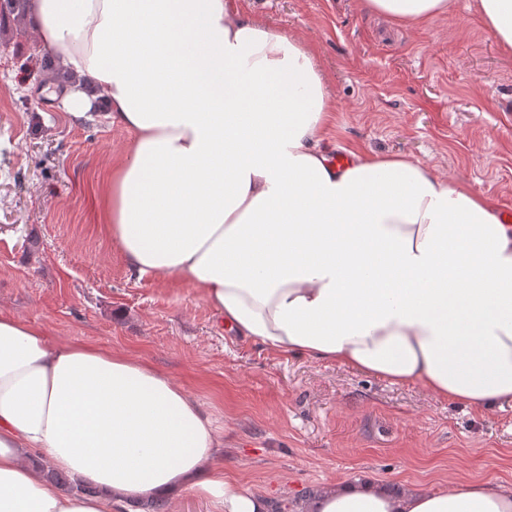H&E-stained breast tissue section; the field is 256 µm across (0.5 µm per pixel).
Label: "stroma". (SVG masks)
<instances>
[{"label": "stroma", "instance_id": "35a3bbf8", "mask_svg": "<svg viewBox=\"0 0 512 512\" xmlns=\"http://www.w3.org/2000/svg\"><path fill=\"white\" fill-rule=\"evenodd\" d=\"M421 26L368 0H234L240 15L309 45L334 100L331 154L404 155L512 211V52L473 8ZM30 19L0 31V311L57 345L147 361L214 417L215 462L295 512L364 477L431 490L512 486V406L490 412L345 366L271 351L220 326L196 288L137 277L99 219L100 183L132 134L73 122L29 70Z\"/></svg>", "mask_w": 512, "mask_h": 512}]
</instances>
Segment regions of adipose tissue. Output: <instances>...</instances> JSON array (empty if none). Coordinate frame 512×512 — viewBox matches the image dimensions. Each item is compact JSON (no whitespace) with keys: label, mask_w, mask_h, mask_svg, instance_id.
Returning a JSON list of instances; mask_svg holds the SVG:
<instances>
[{"label":"adipose tissue","mask_w":512,"mask_h":512,"mask_svg":"<svg viewBox=\"0 0 512 512\" xmlns=\"http://www.w3.org/2000/svg\"><path fill=\"white\" fill-rule=\"evenodd\" d=\"M425 24L452 0H370ZM512 50V0H477ZM38 40L73 81L71 118L133 134L100 219L132 274L191 283L238 335L490 411L512 404V225L495 198L403 156L323 145L333 102L309 46L229 0H30ZM222 442L148 362L53 345L0 313V512H110L184 490L214 512H270L214 465ZM94 485L64 491L27 466ZM299 512H512V488L456 480L390 494L334 482Z\"/></svg>","instance_id":"adipose-tissue-1"}]
</instances>
